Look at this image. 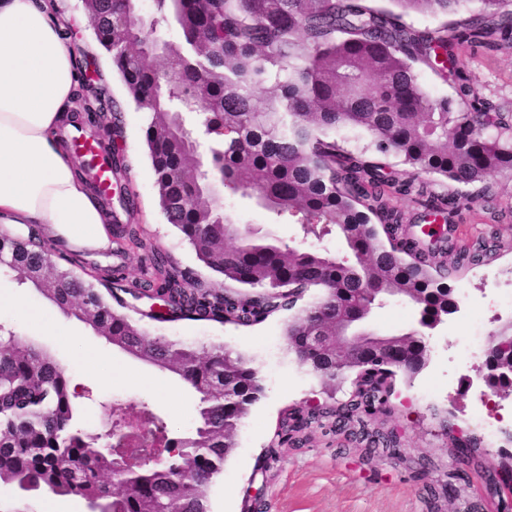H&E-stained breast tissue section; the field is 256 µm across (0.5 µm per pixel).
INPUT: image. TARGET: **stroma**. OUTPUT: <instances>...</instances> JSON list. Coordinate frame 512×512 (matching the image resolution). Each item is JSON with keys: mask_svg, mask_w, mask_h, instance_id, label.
<instances>
[{"mask_svg": "<svg viewBox=\"0 0 512 512\" xmlns=\"http://www.w3.org/2000/svg\"><path fill=\"white\" fill-rule=\"evenodd\" d=\"M78 31L80 49L97 60L102 83L123 108L121 147L129 164V184L137 211L135 223L142 245L133 249L73 254L52 244L53 260L84 279L101 283L114 266H121L128 287L142 277L143 259L150 251L169 253L200 288L238 291L237 283L210 272L177 230L167 223L142 137L144 118L129 102L119 79L113 75L104 50L97 43L81 0H65L58 16ZM463 59L477 81L479 92L504 113H512V44L478 48ZM486 184L492 201L477 198L451 235L454 251L485 244L487 255L480 263H462L448 277L452 289H465L477 307L472 321L449 316L429 335L426 367L406 379L396 375L395 389L385 407L341 428L335 417L320 418L305 431L302 445L279 444L278 428L288 413L311 409L320 383L288 351L285 327L289 315L280 312L252 328L206 320L159 323L148 318L147 299L127 297L125 312L151 335L196 345L224 344L252 361L264 388L260 401L243 419L237 445L215 482L210 496L211 512H248L247 498L261 494L269 512H430L426 484H453L450 512H467L478 505L481 512H497L498 499L472 486L468 469L449 477L452 443L444 431L453 424L463 438H478L469 416L473 392L449 394V380L475 375L469 361L457 358L448 346L458 336L489 334L507 321L512 312L499 308L494 298L512 288V179L491 176ZM224 211L239 227L273 231L284 243L329 250L344 256L346 246L336 235L304 236L300 225L288 216H276L257 205L254 198L225 191ZM0 294H20L61 327V335L32 334L10 305L0 306V324L48 348L67 370L71 384L80 390V417L86 427L100 428V402L119 397L133 405L148 404L175 429L189 431L195 422L196 397L169 372L135 359L95 335L84 323L66 317L34 288L10 280L0 281ZM391 431L400 438L402 454L389 456L381 449L359 442L360 428ZM23 503L28 512H88L83 500L50 493L19 496L15 490L0 495V504Z\"/></svg>", "mask_w": 512, "mask_h": 512, "instance_id": "35a3bbf8", "label": "stroma"}]
</instances>
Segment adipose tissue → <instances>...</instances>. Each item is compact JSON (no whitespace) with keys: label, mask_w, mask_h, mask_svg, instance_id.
Returning a JSON list of instances; mask_svg holds the SVG:
<instances>
[{"label":"adipose tissue","mask_w":512,"mask_h":512,"mask_svg":"<svg viewBox=\"0 0 512 512\" xmlns=\"http://www.w3.org/2000/svg\"><path fill=\"white\" fill-rule=\"evenodd\" d=\"M46 0H0V230L42 224L74 251L112 246L110 216L64 139L78 72Z\"/></svg>","instance_id":"1"}]
</instances>
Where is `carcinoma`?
Segmentation results:
<instances>
[{"label":"carcinoma","instance_id":"1","mask_svg":"<svg viewBox=\"0 0 512 512\" xmlns=\"http://www.w3.org/2000/svg\"><path fill=\"white\" fill-rule=\"evenodd\" d=\"M153 7L156 18L177 29L176 39L160 48L140 0L91 4L96 40L144 115L142 135L164 216L206 268L245 288L277 293L253 304L221 289L196 288L169 254L154 251L133 291L161 305L151 319L249 327L288 309V283L317 288L320 296L286 328L289 349L302 361L301 337L336 335L341 306L350 316L418 288L433 313L445 312L447 295L438 290L449 266L475 261L479 253L448 262L447 239L414 232L388 198L415 192L424 216L452 226L471 198L466 189L491 175H512V127L477 131L488 102L459 55L512 42V0H386L384 6L374 0H153ZM424 14L445 21L418 30L404 20ZM418 64L437 75L452 69L451 93L434 97L424 89ZM180 98L204 109L199 119L211 141L206 171L197 168ZM75 102L76 130L97 146L110 180L127 186L128 167L115 153L108 116L121 106L84 81ZM347 126L368 133L374 153L445 178L455 190L437 195L412 178H390L383 166L336 143V129ZM78 170L109 211L118 238L140 244L137 226L119 223L96 164ZM217 180L250 190L279 216L298 218L306 236L340 231L352 260L342 266L329 252L291 247L269 232H241L224 214ZM231 238L239 244L227 246ZM2 274L32 285L113 346L178 376L198 403L191 432L175 442L163 418L142 404L154 438L177 452L115 481L112 453L102 447L101 432L81 424L65 368L6 331L0 335V485L79 497L102 512H210L213 483L235 450L242 419L263 393L249 360L220 344L150 335L119 310V293L127 292L119 271H111L112 287L104 293L57 266L33 237L0 233ZM315 420L300 411L279 436L298 444L297 434Z\"/></svg>","mask_w":512,"mask_h":512}]
</instances>
